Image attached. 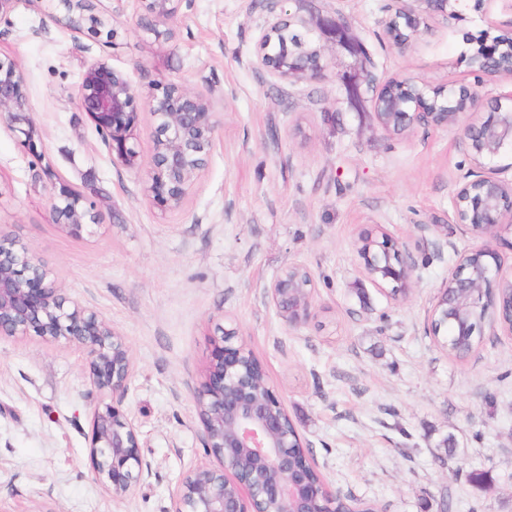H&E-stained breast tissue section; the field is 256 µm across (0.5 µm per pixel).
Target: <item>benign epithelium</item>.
I'll return each mask as SVG.
<instances>
[{"label":"benign epithelium","mask_w":512,"mask_h":512,"mask_svg":"<svg viewBox=\"0 0 512 512\" xmlns=\"http://www.w3.org/2000/svg\"><path fill=\"white\" fill-rule=\"evenodd\" d=\"M414 2L415 6L408 5ZM65 8L60 21L71 31L100 34L106 20L91 0H59ZM139 25L158 41L172 37L168 22L182 5L192 0H135ZM268 19L259 41L253 66L282 82L295 84L323 76L325 51L343 48L353 59L351 98H362V85L372 86L371 64L364 43L353 35L350 24L333 16L310 20L285 10L283 0H269ZM462 0H388L381 20L384 34L398 46L417 35L418 23L411 13L458 14ZM292 25L307 28L317 38L312 55L298 57L289 49L274 53V38ZM472 63L486 76L512 74V40L479 46ZM402 95L389 96L379 89L373 96L375 120L382 131L401 135L416 126L459 129L473 160V168L458 180L451 198L455 223L469 230L481 243L457 254L429 319L438 316L455 321L461 330L475 331L465 309L479 305L496 314L491 327L512 336V301L499 302L512 279L500 276L497 243L501 232L512 230V179L500 177L498 160L512 153V92L491 103L486 120L464 122L476 109L478 88H441V94L425 83L400 84ZM452 103L441 112L439 97ZM79 108L102 136L112 162L128 169L139 168L136 131L143 112L154 124L156 148L146 171L148 200L166 210L182 206L189 190L206 166L215 146L219 122L218 101L210 94L170 83L161 93L142 96L126 76L104 63H94L84 73L77 93ZM18 133L22 147L33 156L38 150L37 130L30 117L26 79L18 64L0 58V118ZM56 223L74 237L99 223L94 206L70 185L52 184L49 192ZM366 248L358 249L365 278L394 301L407 298L416 268L402 244L382 231L363 235ZM308 271L300 263L284 269L267 287L271 304L288 327L305 325L312 312L314 280L301 286L289 270ZM41 337L48 343L65 340L82 348L91 385L102 395L90 413L89 459L94 479L114 499L124 498L143 471L135 420L121 409L128 391L131 356L123 337L109 322L61 293L49 269L33 251L14 237L0 232V337ZM205 448L219 465H198L182 479L173 496L172 512H336V499L348 496L313 481V466L300 459L295 449L304 442L255 358L247 357L244 342L232 329L214 340L205 382L196 393Z\"/></svg>","instance_id":"obj_1"}]
</instances>
